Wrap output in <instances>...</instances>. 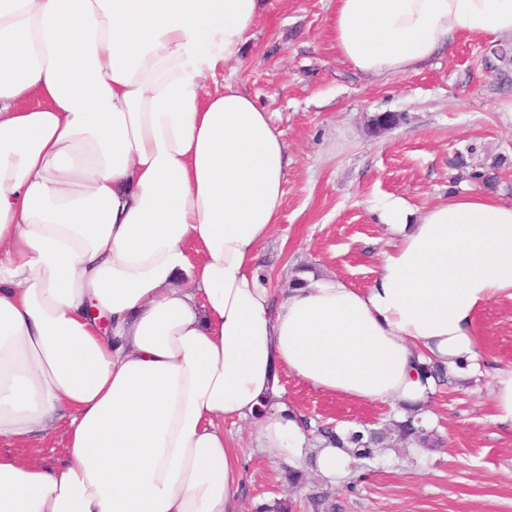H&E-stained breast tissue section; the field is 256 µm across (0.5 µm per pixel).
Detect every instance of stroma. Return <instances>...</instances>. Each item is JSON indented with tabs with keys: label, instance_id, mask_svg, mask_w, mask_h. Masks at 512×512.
Segmentation results:
<instances>
[{
	"label": "stroma",
	"instance_id": "obj_1",
	"mask_svg": "<svg viewBox=\"0 0 512 512\" xmlns=\"http://www.w3.org/2000/svg\"><path fill=\"white\" fill-rule=\"evenodd\" d=\"M336 0H269L238 59L223 76L256 98L288 145L281 217L259 248V263L286 287L293 268L367 287L393 244L374 204L402 198L414 215L461 193L512 203V36L463 34L422 67L378 77L350 70L336 56ZM400 115L378 133L375 116ZM487 173L491 185L460 177L458 160ZM475 333L486 373L456 380L431 396L422 425L434 442L416 448L389 434L374 460L350 481L301 464L302 483L259 448L255 428L225 423L242 453V512H316L313 493L338 512H512V429L492 423V377L512 367V299L485 307ZM284 399L313 425L368 434L391 424L385 405L350 401L281 380Z\"/></svg>",
	"mask_w": 512,
	"mask_h": 512
}]
</instances>
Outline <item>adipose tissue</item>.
<instances>
[{"instance_id": "adipose-tissue-1", "label": "adipose tissue", "mask_w": 512, "mask_h": 512, "mask_svg": "<svg viewBox=\"0 0 512 512\" xmlns=\"http://www.w3.org/2000/svg\"><path fill=\"white\" fill-rule=\"evenodd\" d=\"M266 0H0V512H240L225 422L297 466L280 377L422 409L439 364L484 361L476 314L512 299V204L411 219L374 281L278 291L254 265L287 146L233 82ZM338 58L394 77L460 33L512 35V0H336ZM111 320L103 330L89 319ZM60 434L45 464L39 446Z\"/></svg>"}]
</instances>
